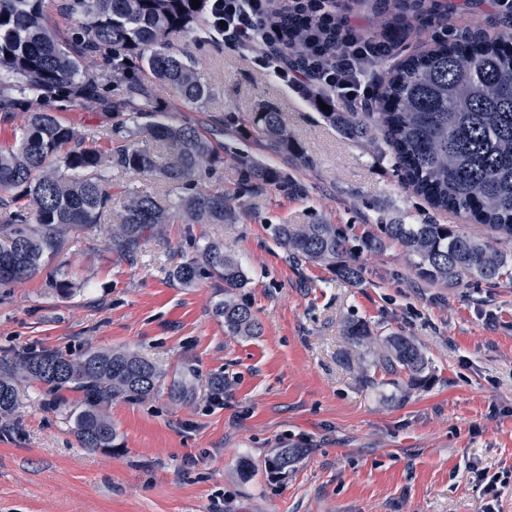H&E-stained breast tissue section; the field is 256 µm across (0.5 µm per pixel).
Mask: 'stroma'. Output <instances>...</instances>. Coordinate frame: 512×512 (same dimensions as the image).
Wrapping results in <instances>:
<instances>
[{
    "instance_id": "1",
    "label": "stroma",
    "mask_w": 512,
    "mask_h": 512,
    "mask_svg": "<svg viewBox=\"0 0 512 512\" xmlns=\"http://www.w3.org/2000/svg\"><path fill=\"white\" fill-rule=\"evenodd\" d=\"M169 42L211 82L212 101L178 114L217 149L198 188L236 193L242 155L278 164L249 136L254 106L269 102L303 148L287 171L308 196H244L235 223L165 225L132 260L112 253L103 224L73 234L52 259L68 291L42 276L0 285L1 357L125 349L169 377L197 374L185 399L164 389L113 401L115 438L93 451L74 435L81 393L53 405L40 385H23L15 425L0 428V512H512V282L431 285L411 273L395 243L361 254L358 286L329 264L293 263L269 225L319 218L356 239L395 213L412 224L454 218L432 209L370 146L325 123L251 54L192 34ZM228 115L233 125H224ZM59 116L90 141L124 119L80 107ZM210 240L241 261L249 282L237 297L260 335L225 332L213 314L224 295L219 278L191 287L170 279L171 268ZM352 320L412 337L428 360L425 381L368 385L362 371L374 354L346 336ZM217 374L219 397L208 388ZM285 444L307 454L271 477L265 460ZM244 457L252 465L246 478Z\"/></svg>"
}]
</instances>
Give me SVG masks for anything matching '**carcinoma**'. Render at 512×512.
I'll list each match as a JSON object with an SVG mask.
<instances>
[{"label": "carcinoma", "instance_id": "obj_1", "mask_svg": "<svg viewBox=\"0 0 512 512\" xmlns=\"http://www.w3.org/2000/svg\"><path fill=\"white\" fill-rule=\"evenodd\" d=\"M61 0L75 21L62 39L48 27L42 0H0V111L10 112L38 102L28 122L13 134L14 143L0 147V242L14 243L0 253V285L47 274L49 284L69 287L48 262L70 243V235L105 224L112 218V167L143 176L158 175L171 187L186 189L215 161L212 141L197 127L167 117L153 85L167 87L184 107L208 102L210 82L198 66L174 51V33L210 37L206 25L210 0ZM337 0H290L272 20L285 39L271 53L303 68L317 54L336 48L344 32L332 10ZM466 5L452 0L438 9L429 0H379L385 16L379 33L386 55L370 103L350 112L336 111V99L315 85L307 100L343 137L375 145L376 157L388 161L406 184L431 207L480 224L500 235L488 241L454 224H407L391 218L350 243L335 224H272V239L296 263L327 262L343 280L359 285L363 268L356 252H382L398 243L413 274L430 284L454 288L470 280H512V10L501 9L503 31L457 30L448 20ZM412 28H437L434 46L401 55L403 34ZM329 109H320V103ZM127 112L133 126L121 125L104 136L107 149L86 143L84 135L63 122L54 104ZM250 126L264 147L275 154L303 159L284 114L271 103H259ZM164 150L160 156L150 149ZM239 195L224 189L180 194L163 201L135 188L112 232L110 249L131 258L142 242L163 224H224L238 217L239 196L267 188L306 197L307 189L282 170L248 156L239 157ZM169 276L183 286L216 276L224 281V298L214 315L231 336L252 337L261 325L248 304L233 298L246 287L242 264L220 241L207 242L199 255L173 268ZM346 333L370 345L376 334L360 320ZM385 374L425 379L427 361L413 338L392 333L377 352ZM166 375L156 364L128 350H88L81 354L41 349L0 358V422L11 421L20 406L19 386L40 383L49 393L83 394L74 433L81 448L112 447L115 429L105 408L114 400H143L157 394ZM306 449L277 448L265 460L272 473L295 466Z\"/></svg>", "mask_w": 512, "mask_h": 512}]
</instances>
